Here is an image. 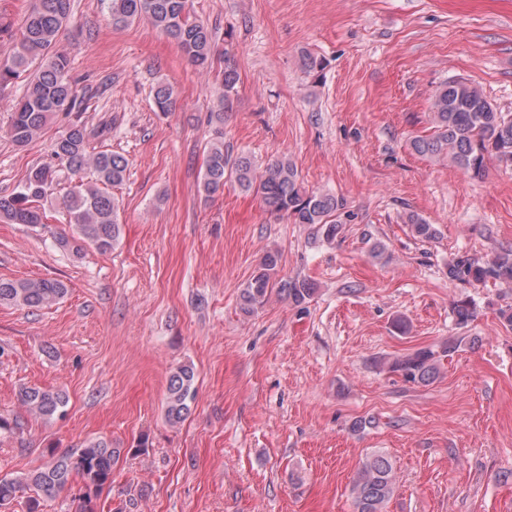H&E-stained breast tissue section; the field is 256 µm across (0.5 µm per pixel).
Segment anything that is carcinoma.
<instances>
[{
    "label": "carcinoma",
    "mask_w": 512,
    "mask_h": 512,
    "mask_svg": "<svg viewBox=\"0 0 512 512\" xmlns=\"http://www.w3.org/2000/svg\"><path fill=\"white\" fill-rule=\"evenodd\" d=\"M116 28L126 27L138 18L149 20L154 28L174 40L187 62L201 72H209L218 53L215 36L207 25L190 14V0H102ZM72 0H37L27 12L18 43L11 57L0 63V85L26 77V87L9 126V136L18 147H25L44 132L48 122L60 112L81 108L86 93L69 75V60L57 50L59 36L71 22ZM237 70L227 65L220 74L216 108L210 120L224 123V113L232 107L237 92ZM155 106L162 114L173 111L177 98L173 87L159 82L154 88ZM429 135L416 136L410 147L420 155L447 160L472 173L482 175L495 161L512 167V113L492 105L482 89L463 78L446 82L431 103ZM205 165L199 191L211 197L224 191L232 180L244 192L258 195L270 213L295 224H313L327 238L336 236L338 222L332 217L345 209L343 199L330 193L308 191L298 171L287 157H278L260 168L247 155L235 158L224 153V142L205 146ZM53 154L61 169L76 177L63 198L73 235H61L56 244L66 250L77 238L102 253L117 244L120 236L118 208L108 188L123 182L126 158L112 151H89L85 128L71 124L54 141ZM91 169L95 181L86 182L80 174ZM56 170L37 165L31 168L18 192L0 198V219L11 224L36 226L44 223L45 213L38 202L49 195ZM412 234L423 240L436 238L435 225L417 215L408 218ZM279 253L267 252L240 292L241 311L250 315L262 308L272 292L296 305L306 302L316 288L310 282H284L275 285ZM448 279L486 284L512 285V248L503 249L486 261L459 257L448 266ZM66 283L58 279L11 280L0 278V304L33 309L50 308L68 294ZM456 324L465 327L476 317V307L460 301L453 307ZM475 338L459 336L448 340L442 350L419 349L395 360L390 369L405 381L429 385L440 374L442 361L463 343ZM195 373L182 365L171 373L164 401L167 421L176 425L190 412L196 398ZM18 398L26 411L44 420L65 415L68 397L60 388L23 386ZM142 440L133 449H144ZM114 448L105 438L89 439L63 452L44 449L49 460L19 477H0V510H9L18 498H26L27 512H40L41 500L63 491L71 482H82L83 491L72 499L75 512H95L96 501L112 485V471L121 457L133 451ZM396 488L390 456L374 451L365 456L352 481L354 512H386Z\"/></svg>",
    "instance_id": "1"
}]
</instances>
